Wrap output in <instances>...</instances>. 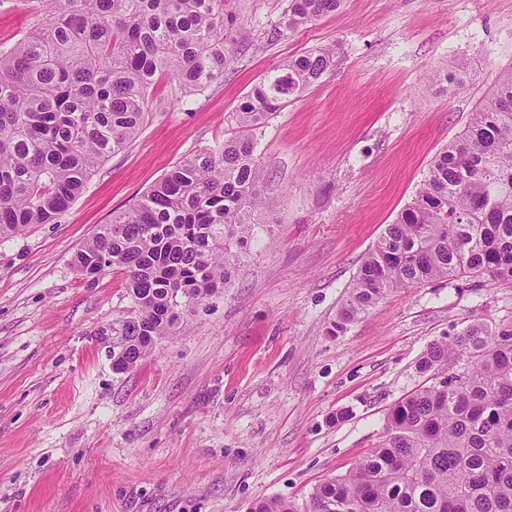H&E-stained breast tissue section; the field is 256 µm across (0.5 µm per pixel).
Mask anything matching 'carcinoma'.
<instances>
[{"label":"carcinoma","instance_id":"obj_1","mask_svg":"<svg viewBox=\"0 0 512 512\" xmlns=\"http://www.w3.org/2000/svg\"><path fill=\"white\" fill-rule=\"evenodd\" d=\"M33 22L0 50V240L54 224L110 156L144 128L166 77L191 94L224 79L242 46L239 0H19ZM343 0H287L290 31ZM327 45L284 60L235 120L242 134L173 165L74 255L76 271L125 280L132 306L112 323L125 372L173 334L189 308L231 286L266 205L254 132L336 64ZM472 73L461 58L427 86L448 97ZM461 276L512 281V68L468 125L431 159L411 201L361 262L333 334L389 293ZM423 383L387 412L381 440L318 483L330 512H512V327L476 322L431 344ZM250 512H298L261 498Z\"/></svg>","mask_w":512,"mask_h":512}]
</instances>
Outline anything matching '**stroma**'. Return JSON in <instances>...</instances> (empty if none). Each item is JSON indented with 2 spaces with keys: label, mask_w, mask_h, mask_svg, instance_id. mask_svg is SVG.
Segmentation results:
<instances>
[{
  "label": "stroma",
  "mask_w": 512,
  "mask_h": 512,
  "mask_svg": "<svg viewBox=\"0 0 512 512\" xmlns=\"http://www.w3.org/2000/svg\"><path fill=\"white\" fill-rule=\"evenodd\" d=\"M287 0H241L246 46L222 82L157 87L141 135L54 224L0 241V512H249L305 505L373 448L421 384L427 347L471 323H512V281L397 290L334 336L358 267L432 157L512 67V0H343L277 39ZM337 45L336 65L257 133L267 205L237 275L133 369L105 328L130 304L121 275L72 259L232 118L284 59ZM470 59L452 98L426 72Z\"/></svg>",
  "instance_id": "stroma-1"
}]
</instances>
